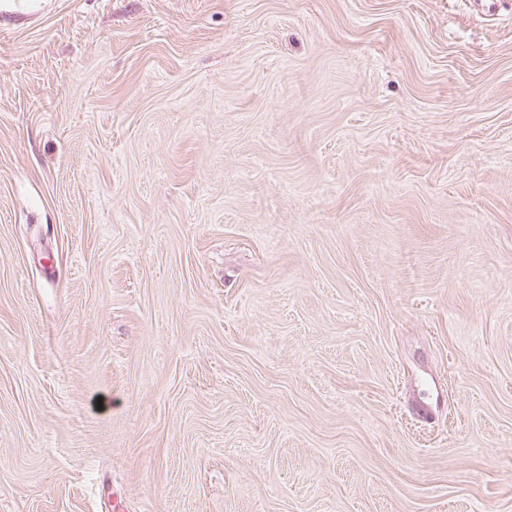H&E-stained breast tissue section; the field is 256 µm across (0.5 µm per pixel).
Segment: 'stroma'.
<instances>
[{
    "label": "stroma",
    "mask_w": 512,
    "mask_h": 512,
    "mask_svg": "<svg viewBox=\"0 0 512 512\" xmlns=\"http://www.w3.org/2000/svg\"><path fill=\"white\" fill-rule=\"evenodd\" d=\"M0 512H512V0H0Z\"/></svg>",
    "instance_id": "obj_1"
}]
</instances>
